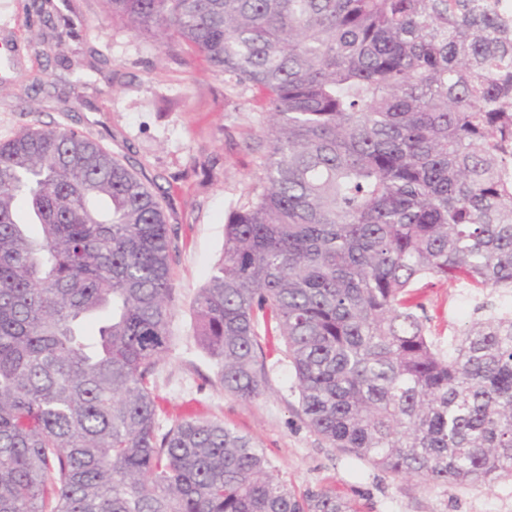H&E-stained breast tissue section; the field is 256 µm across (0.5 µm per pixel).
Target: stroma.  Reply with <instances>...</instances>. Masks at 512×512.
Instances as JSON below:
<instances>
[{"label": "stroma", "mask_w": 512, "mask_h": 512, "mask_svg": "<svg viewBox=\"0 0 512 512\" xmlns=\"http://www.w3.org/2000/svg\"><path fill=\"white\" fill-rule=\"evenodd\" d=\"M77 38L58 39L19 21L0 0V142L29 126L90 133L156 190L173 241L175 302L170 348L153 378L160 426L221 421L251 436L297 495L330 487L357 512H506L512 479L459 487L371 469L329 447L307 425L292 367L266 359V391L252 400L225 393L194 334L192 299L224 251L230 209L253 196L266 152L252 91L225 81L185 47L138 37L112 20L104 0H54ZM69 57L73 70L57 63ZM427 329L440 342L470 321L478 293L431 281L422 288Z\"/></svg>", "instance_id": "obj_1"}]
</instances>
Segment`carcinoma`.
Instances as JSON below:
<instances>
[{"instance_id":"cac0c4a2","label":"carcinoma","mask_w":512,"mask_h":512,"mask_svg":"<svg viewBox=\"0 0 512 512\" xmlns=\"http://www.w3.org/2000/svg\"><path fill=\"white\" fill-rule=\"evenodd\" d=\"M46 2L27 12L53 31ZM105 2L261 99V190L192 305L224 391L263 393L275 337L329 447L430 482L512 477V313L476 305L445 351L417 293L512 291V24L494 2ZM171 259L155 195L92 136L0 142V512H356L296 496L221 422L159 433Z\"/></svg>"}]
</instances>
